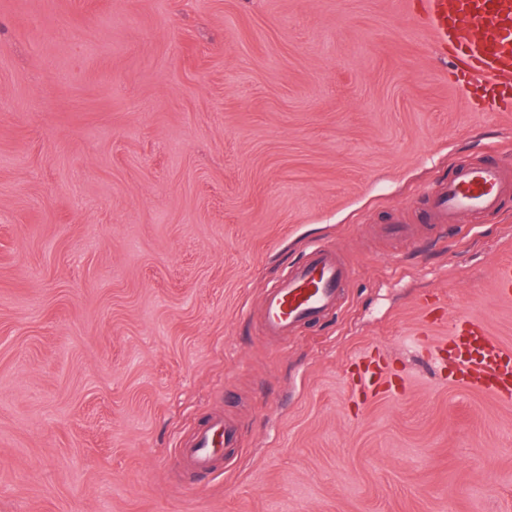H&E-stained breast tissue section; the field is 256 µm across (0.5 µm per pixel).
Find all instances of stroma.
<instances>
[{
    "label": "stroma",
    "instance_id": "35a3bbf8",
    "mask_svg": "<svg viewBox=\"0 0 512 512\" xmlns=\"http://www.w3.org/2000/svg\"><path fill=\"white\" fill-rule=\"evenodd\" d=\"M419 11L0 0V512H512V402L446 352L467 316L512 348V197L419 221L456 168L512 165V112L460 94ZM314 245L353 279L276 345L263 292ZM215 411L232 459L179 469Z\"/></svg>",
    "mask_w": 512,
    "mask_h": 512
}]
</instances>
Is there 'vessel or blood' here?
<instances>
[{
    "instance_id": "obj_1",
    "label": "vessel or blood",
    "mask_w": 512,
    "mask_h": 512,
    "mask_svg": "<svg viewBox=\"0 0 512 512\" xmlns=\"http://www.w3.org/2000/svg\"><path fill=\"white\" fill-rule=\"evenodd\" d=\"M420 16L436 49L448 51L463 79L484 80L489 91L481 100L483 106L512 103V0H423ZM511 194V167L463 166L428 192L422 220L441 233L467 216L498 212L502 199ZM352 277L337 249L314 247L266 290L261 314L265 336L279 343L299 327L319 321L335 308ZM448 343L461 378L512 399V350L487 336L477 319L451 322ZM238 440L235 420L213 413L182 441L177 463L194 473L215 471Z\"/></svg>"
}]
</instances>
